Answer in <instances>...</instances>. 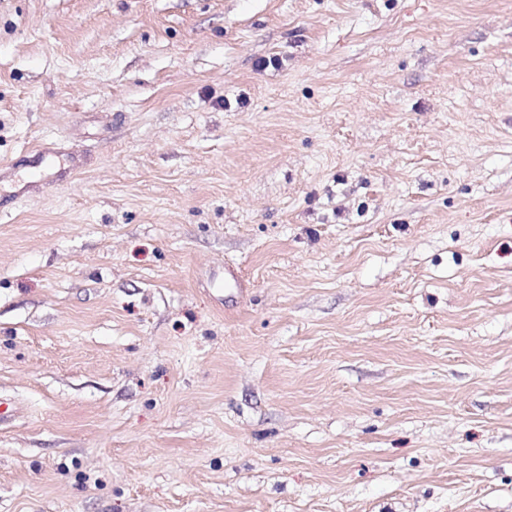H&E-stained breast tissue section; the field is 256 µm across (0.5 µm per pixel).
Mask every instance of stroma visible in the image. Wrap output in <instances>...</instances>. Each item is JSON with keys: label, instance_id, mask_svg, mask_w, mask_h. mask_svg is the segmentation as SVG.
<instances>
[{"label": "stroma", "instance_id": "1", "mask_svg": "<svg viewBox=\"0 0 512 512\" xmlns=\"http://www.w3.org/2000/svg\"><path fill=\"white\" fill-rule=\"evenodd\" d=\"M41 145L0 512H512V0H0ZM84 165L83 156L78 152L67 155L65 163L60 165L51 177L46 178L37 173L30 174L26 179H18L23 184L21 193L38 191L46 185H65L74 178Z\"/></svg>", "mask_w": 512, "mask_h": 512}]
</instances>
